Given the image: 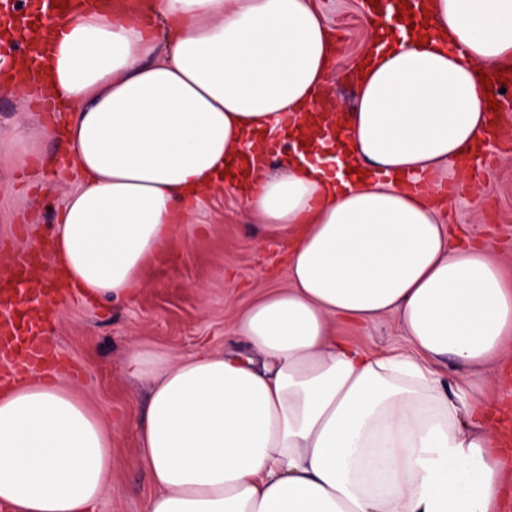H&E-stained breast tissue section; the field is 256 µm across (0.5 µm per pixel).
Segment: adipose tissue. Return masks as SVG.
Here are the masks:
<instances>
[{
	"label": "adipose tissue",
	"instance_id": "ef3b65f1",
	"mask_svg": "<svg viewBox=\"0 0 512 512\" xmlns=\"http://www.w3.org/2000/svg\"><path fill=\"white\" fill-rule=\"evenodd\" d=\"M416 34L369 33L343 153L256 164L238 200L290 234V284L237 316L243 349L170 361L133 345L144 512H499L512 457L485 373L512 340V278L490 246L452 245L438 181L483 133L479 70L512 60V0H429ZM339 59L314 0H109L38 57L26 100L62 106L83 186L56 210L54 261L87 301L122 304L259 132L303 131ZM421 189H411L414 181ZM393 315L404 348L337 340L334 320ZM454 378H445L446 368ZM112 433L53 377L0 390V502L95 512Z\"/></svg>",
	"mask_w": 512,
	"mask_h": 512
}]
</instances>
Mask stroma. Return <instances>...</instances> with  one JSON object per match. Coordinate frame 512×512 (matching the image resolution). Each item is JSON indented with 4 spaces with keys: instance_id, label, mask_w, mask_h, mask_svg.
I'll use <instances>...</instances> for the list:
<instances>
[{
    "instance_id": "obj_1",
    "label": "stroma",
    "mask_w": 512,
    "mask_h": 512,
    "mask_svg": "<svg viewBox=\"0 0 512 512\" xmlns=\"http://www.w3.org/2000/svg\"><path fill=\"white\" fill-rule=\"evenodd\" d=\"M337 46L352 57L368 27L354 0H316ZM48 112L31 107L0 84V267L9 251L48 238L53 210L76 190L75 172L44 167L42 157L63 154L45 137ZM445 219L453 233L471 229L499 250L512 253V148L496 158L482 181L456 178L443 188ZM288 237L243 210L226 191L209 194L204 208L164 261L143 274L141 292L130 302L94 304L73 295L55 306L47 327L51 348L76 367L64 382L99 413L112 430L115 486L97 512H144L153 491L140 466L134 422L147 388L126 376L127 349L140 344L176 358L200 347L234 345L231 325L261 291L288 285ZM339 336L373 354L403 346L397 322L387 316L366 325L340 323Z\"/></svg>"
}]
</instances>
